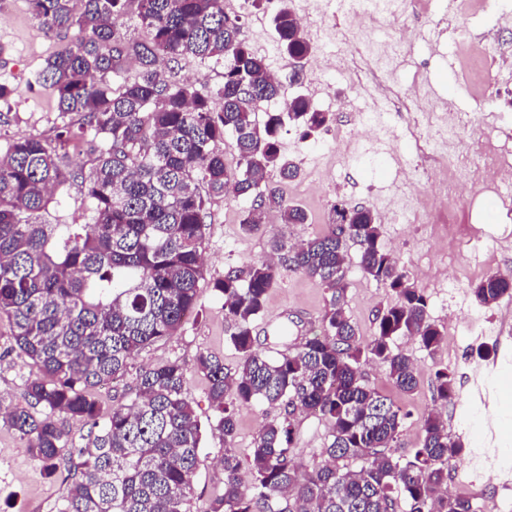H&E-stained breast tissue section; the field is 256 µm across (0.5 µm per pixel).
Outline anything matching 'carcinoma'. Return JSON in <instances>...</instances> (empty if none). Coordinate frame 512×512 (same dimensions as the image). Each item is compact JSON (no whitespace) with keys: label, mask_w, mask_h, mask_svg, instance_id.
Masks as SVG:
<instances>
[{"label":"carcinoma","mask_w":512,"mask_h":512,"mask_svg":"<svg viewBox=\"0 0 512 512\" xmlns=\"http://www.w3.org/2000/svg\"><path fill=\"white\" fill-rule=\"evenodd\" d=\"M133 2L147 42L123 32ZM26 3L48 37L69 40L28 82L56 100L61 123L54 136L14 139L0 158V317L13 324L15 348L31 367L25 404L0 410V423L48 476L65 472L69 489L56 512H191L203 432L183 365L174 360L139 372L108 407L93 390L122 378L139 350L174 335L196 310L212 198L251 200L240 221L246 231L271 207L284 224L307 223L304 209L288 202L267 173L299 174L280 152L285 121L307 136L329 114L298 95L288 112L258 118L281 87L241 38L224 0ZM274 26L289 60L307 54L289 7ZM185 56L223 63V83L209 91L167 74L166 63ZM127 59L139 64L138 76L113 80ZM79 132L95 143L86 172L61 165ZM228 133L237 150L234 170L224 162ZM70 182L83 188L89 222L53 224L45 217L50 196ZM350 243L364 276L398 295L378 312L364 344L345 310ZM273 250L277 259L231 267L213 284L241 361L232 369L208 351L195 358L215 410L210 431L224 438V486L208 512H398L400 500L406 512H476L471 499L448 495V466L463 448L442 417L427 415L419 447L398 455L404 414L362 380L366 353L385 366L395 388L411 392L416 368L395 340L413 336L430 353L445 341L423 293L380 244L373 211L336 203L322 235L295 247L276 241ZM283 270L328 288L330 308L320 334L273 359L256 351L254 331ZM471 293L483 307L511 297L512 274H488ZM435 392L448 402V370L437 372ZM260 403L280 405L284 414L259 427L252 481L244 485L232 450L237 410ZM297 410L321 415L330 427L323 460L310 466L297 464L290 448ZM68 419L88 427L86 445L76 444Z\"/></svg>","instance_id":"1"}]
</instances>
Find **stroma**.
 <instances>
[{"label": "stroma", "instance_id": "35a3bbf8", "mask_svg": "<svg viewBox=\"0 0 512 512\" xmlns=\"http://www.w3.org/2000/svg\"><path fill=\"white\" fill-rule=\"evenodd\" d=\"M309 2L232 0L227 9L229 15L239 17L243 38L250 46L259 47L268 70L278 75L281 96L264 103V110L283 111L285 99L302 95L314 109L331 115L328 125L308 137L302 128L285 124L280 148L299 163L300 172L286 182L277 172L268 174L286 200L306 211L308 221L285 224L278 210L269 208L258 229L247 233L240 219L249 200L213 199L206 219L205 274L199 283L196 313L174 336L141 350L119 383L120 388H127L134 385L140 370L179 361L186 370L187 397L204 425L212 418L213 408L207 382L194 368L197 353L214 352L229 368L240 358L226 340L224 301L213 291V281L222 278L229 267L268 258L273 237L293 244L321 234L336 202L380 212L400 184L398 168L410 161L426 162L405 124V113L398 110L399 93L418 85L433 103L464 110L478 119L495 108L512 114V85L503 84L493 71L462 75L457 62L458 55L474 51L479 38L490 30L505 54L512 56V26L496 24L499 0H442L445 11L433 7L407 12L377 31L381 40L398 37L405 29L415 35L411 53L396 74L398 95L389 102L397 111V131L376 147L374 157L343 158L336 130L354 122L356 107L363 105L372 91L345 75L320 71L316 58L324 51L347 49L349 42L363 38L364 33L349 27L340 14L329 11L316 16L310 51L300 66H293L281 51L273 19L281 4H289L298 15ZM60 46L59 40L46 37L26 0H0V78L20 89L19 96L0 102V156L15 138L52 136L58 122L54 101L45 92L28 90L27 83ZM425 200L427 209L402 216L397 223L382 222L380 243L397 257L410 281L423 292L428 314L444 329L446 341L432 354L414 337L397 338V348L410 356L416 367L418 386L413 392L393 388L385 367L370 357L362 358L361 372L369 386L388 395L404 412L402 451L419 445L422 418L441 412L449 436L464 448L461 458L448 469L449 491L471 498L479 512H512V298L485 308L471 294L472 283L482 276L512 270V209L484 193L475 181L464 183L455 198L429 193ZM48 211L55 224L87 221L84 194L74 184L57 193ZM434 212L449 215L451 225L431 223ZM473 225L481 227L486 236L484 244L476 247L462 241ZM345 275L347 312L362 336H371L378 310L395 303L396 294L362 274L357 247L349 249ZM329 299V291L319 281L281 272L256 323L260 351L277 357L301 338L319 333ZM283 325L289 329L284 339L277 335ZM444 368L454 385L453 398L445 406L434 399L436 373ZM29 372L15 349L10 323L0 318V406L22 403ZM280 413V408L266 405L238 410L233 450L243 463V481L251 479V448L260 424ZM294 435L293 452L304 464L317 458L330 442L328 423L313 413H295ZM223 454V439L205 436L192 477V512H207L212 498L221 493L224 473L219 460ZM66 489L63 474L45 476L17 435L0 426V512H55Z\"/></svg>", "mask_w": 512, "mask_h": 512}]
</instances>
